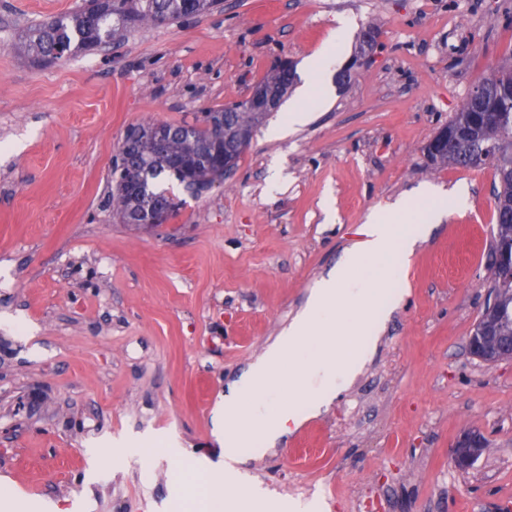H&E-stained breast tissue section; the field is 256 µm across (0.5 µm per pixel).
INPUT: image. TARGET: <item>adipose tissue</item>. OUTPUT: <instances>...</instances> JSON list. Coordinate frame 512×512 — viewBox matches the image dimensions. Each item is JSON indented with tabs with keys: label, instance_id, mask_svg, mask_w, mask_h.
<instances>
[{
	"label": "adipose tissue",
	"instance_id": "obj_1",
	"mask_svg": "<svg viewBox=\"0 0 512 512\" xmlns=\"http://www.w3.org/2000/svg\"><path fill=\"white\" fill-rule=\"evenodd\" d=\"M348 28L337 20L323 47L308 60L310 81L299 103L289 107L272 129L279 137L306 124L324 100L320 78L343 52ZM427 207L419 223L406 221L404 202L373 214L361 238L311 289L305 307L265 352L253 361L234 392L215 413V427L224 433V466L214 471L202 498L204 512H278L282 501L255 484L249 496L228 503L224 487L246 481L237 464L259 455L277 440L315 416L358 372L375 337L402 302L398 285L403 269L433 225L466 207L462 191L421 188Z\"/></svg>",
	"mask_w": 512,
	"mask_h": 512
}]
</instances>
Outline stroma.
<instances>
[{"label":"stroma","mask_w":512,"mask_h":512,"mask_svg":"<svg viewBox=\"0 0 512 512\" xmlns=\"http://www.w3.org/2000/svg\"><path fill=\"white\" fill-rule=\"evenodd\" d=\"M80 0H0V480L22 512H185L180 471L224 464L214 410L359 239L368 214L420 185L469 207L410 258L403 302L357 375L273 449L240 462L276 494L353 512H512V360L473 358L492 300L488 168L436 167L424 147L512 57V0H222L136 28L112 57L42 65L19 48L32 22ZM352 19L326 104L281 140L259 128L235 174L156 229L108 204L128 127L178 124L249 96L282 59L303 73L337 17ZM379 30L371 60L357 38ZM486 437L466 470L449 450ZM155 449L151 459L138 451Z\"/></svg>","instance_id":"35a3bbf8"}]
</instances>
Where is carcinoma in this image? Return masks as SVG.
<instances>
[{"mask_svg": "<svg viewBox=\"0 0 512 512\" xmlns=\"http://www.w3.org/2000/svg\"><path fill=\"white\" fill-rule=\"evenodd\" d=\"M215 0H83L76 10L29 25L22 35L21 48L27 55L45 62L61 60L78 50L92 51L101 43L123 38L130 29L143 25L160 26L209 11ZM469 112H497L505 121L488 123L476 129L465 141L448 147V154L430 159L435 166L508 169L512 165V62L507 60L467 97L462 108L449 121L455 125ZM227 131L235 128L255 129L270 116L244 106L221 109ZM142 135L130 142L126 155L120 156L112 207L128 221L130 213L146 200L179 205L176 197L157 189V183L173 176L188 192L198 179L209 175L205 169L192 167L185 172L169 167L168 156L193 161L209 140L205 131L187 123H146ZM162 136L166 154L154 151L149 142ZM134 176L137 185L128 186L123 177ZM497 235L506 240L512 231V182L500 186L495 196Z\"/></svg>", "mask_w": 512, "mask_h": 512, "instance_id": "cac0c4a2", "label": "carcinoma"}]
</instances>
